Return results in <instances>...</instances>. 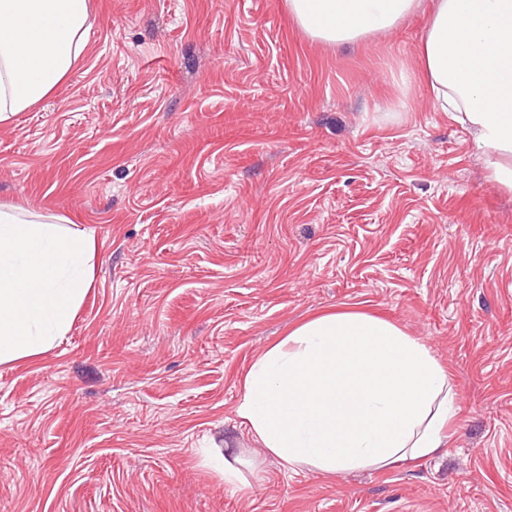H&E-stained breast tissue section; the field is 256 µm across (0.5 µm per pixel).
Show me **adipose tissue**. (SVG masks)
<instances>
[{"label":"adipose tissue","instance_id":"1","mask_svg":"<svg viewBox=\"0 0 512 512\" xmlns=\"http://www.w3.org/2000/svg\"><path fill=\"white\" fill-rule=\"evenodd\" d=\"M308 37L352 43L399 26L419 0H287ZM89 0H0V123L43 101L84 53ZM419 58L438 109L512 191V0H434ZM86 230L0 206V364L64 336L93 280ZM237 414L288 469L325 473L428 458L457 394L418 339L358 312L315 315L259 355Z\"/></svg>","mask_w":512,"mask_h":512}]
</instances>
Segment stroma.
Returning <instances> with one entry per match:
<instances>
[{
    "label": "stroma",
    "mask_w": 512,
    "mask_h": 512,
    "mask_svg": "<svg viewBox=\"0 0 512 512\" xmlns=\"http://www.w3.org/2000/svg\"><path fill=\"white\" fill-rule=\"evenodd\" d=\"M431 11L336 46L286 0H92L0 124V203L97 244L68 334L0 365V512H512V192L434 105ZM335 311L447 370L437 456L291 471L241 425L254 358Z\"/></svg>",
    "instance_id": "35a3bbf8"
}]
</instances>
